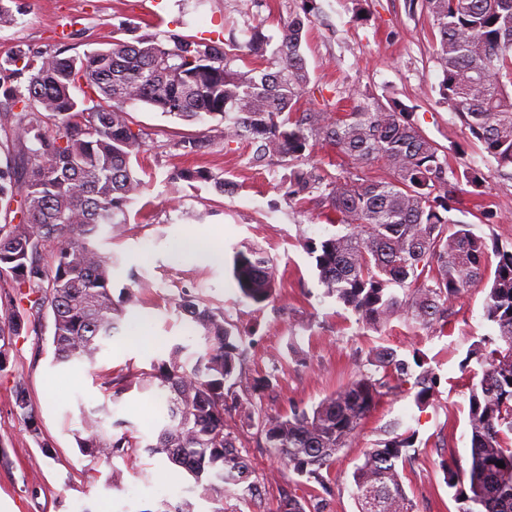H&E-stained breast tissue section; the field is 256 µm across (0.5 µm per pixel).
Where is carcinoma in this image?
I'll return each instance as SVG.
<instances>
[{
	"label": "carcinoma",
	"instance_id": "cac0c4a2",
	"mask_svg": "<svg viewBox=\"0 0 512 512\" xmlns=\"http://www.w3.org/2000/svg\"><path fill=\"white\" fill-rule=\"evenodd\" d=\"M418 3L436 39L440 100L498 166L512 168V0H409L412 8ZM20 14L21 0H0V27ZM316 19L315 0H301L276 39L259 28L243 41L178 33L160 39L137 36L122 22L118 32L126 37L114 36L101 48L71 53V32L52 50L17 46L0 56V122L10 131L0 144V278L13 288L0 296L8 312L0 321V370L12 338L28 327L23 304L51 312L54 364H93L119 331L123 306L147 288L135 277L134 287L114 298L116 260L98 247L102 236L126 223V206L145 189L134 167L145 141L127 107L145 104L186 121L218 117L224 146L249 145L254 166L278 160L289 199L302 205L316 198L334 213L340 230L305 247L326 294L362 324L378 329L397 317L411 330H442L449 302L489 284L484 318L492 333L473 344L462 364L481 369L468 396L471 461L467 469L447 467V485L462 503L460 512H512V243L489 242L453 217L465 187L480 188L481 177L467 165L450 167L405 105L383 106L360 93L346 112L304 106L311 92L305 44ZM80 85L81 99L73 93ZM319 144L341 158L336 173L310 164ZM211 145L205 136L181 141L187 153ZM374 168L379 174L373 176ZM176 180L211 182L224 192V179L202 168H184ZM48 248L50 265L42 258ZM232 277L241 297L255 305L276 295L272 261L255 247L235 250ZM175 306L201 333L205 351L187 356L177 346L148 370L100 376L112 399L134 384L165 397L156 441L144 445L126 431L108 432L110 413L102 406L81 413L76 442L83 455L106 464L130 460L141 447L165 457L220 504L213 512H224L227 499L259 508L266 495L264 479L242 454L241 429H257L277 465L305 485L323 487L322 471L381 397L412 392L419 408L434 401V370L416 354L410 362L380 346L334 394L309 408L269 415L253 396L271 380L243 367L245 339L224 311L188 289ZM14 393L28 432L40 440L20 377ZM385 435L352 473L358 512H417L400 475L416 431L396 418ZM311 504L285 495L276 512H307Z\"/></svg>",
	"mask_w": 512,
	"mask_h": 512
}]
</instances>
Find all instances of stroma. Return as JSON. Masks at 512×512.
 <instances>
[{"label":"stroma","instance_id":"35a3bbf8","mask_svg":"<svg viewBox=\"0 0 512 512\" xmlns=\"http://www.w3.org/2000/svg\"><path fill=\"white\" fill-rule=\"evenodd\" d=\"M25 12L16 24L0 29V54L22 44L35 51L51 49L59 31L76 32L78 50L111 41L113 28L129 21L141 33H170L228 40L243 38L254 27L278 36L283 21L300 0H23ZM319 18L305 49L312 87L322 96L311 108L335 111L350 105L361 90L382 105L399 102L414 114L424 134L445 148L451 167L479 169L481 190L497 212L487 223L465 201L461 219L485 238L512 240V176L504 174L482 146L473 141L454 112L440 103L441 72L433 61L434 35L422 12H409L406 0H316ZM367 18L356 21L357 10ZM134 129L146 138L141 164L146 189L127 207L124 232L102 244L118 258L112 291L120 293L132 277L149 281L127 306L120 330L95 365L60 368L52 364L51 321L26 310L29 328L15 338L6 368L0 370V507L9 512H161L164 503L190 501L194 512H213L214 502L200 497L194 481L164 457L139 452L115 465L96 463L81 454L75 433L80 414L108 405L113 420L124 421L134 437L150 441L158 433L156 412L161 398L152 390H131L108 402L99 376L127 367L142 369L165 358L177 346L204 349L193 324L178 314L172 300L181 289L198 290L245 336L246 369L255 375L275 373V391L261 404L269 413L311 406L351 381L367 352L384 346L404 358L421 355L440 382L437 396L417 408L412 396H386L365 420L360 436L342 449L324 477L327 491L298 484L288 470L271 469V451L248 436L247 451L256 470L270 474L264 506L275 512L280 495H320L325 512H358L351 475L363 451L383 439L386 426L402 418L417 433L416 454L401 470L402 482L419 512H459L461 503L449 489L445 463L470 461L468 395L470 374L460 364L479 336L487 334L484 318L488 289L480 286L454 300L445 331L413 333L400 319L387 328L363 326L326 296L315 260L305 248L334 228L326 205L301 206L289 201L279 180L277 162L249 163L246 145H220L219 120L187 122L138 104L128 109ZM207 134L215 146L188 154L180 146L189 136ZM204 167L229 184L225 193L212 184L171 182L173 171ZM220 227L224 259L213 262L177 251L187 235ZM244 245L261 248L275 266L278 295L255 305L241 298L230 267L234 251ZM23 374L33 415L50 444L42 452L14 408V376ZM63 382L56 396L45 391L47 378Z\"/></svg>","mask_w":512,"mask_h":512}]
</instances>
